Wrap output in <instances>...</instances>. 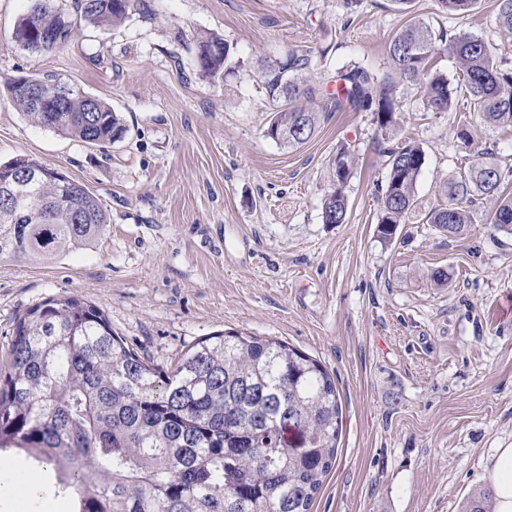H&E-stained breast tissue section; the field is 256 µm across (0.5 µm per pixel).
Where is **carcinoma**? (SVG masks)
<instances>
[{
    "mask_svg": "<svg viewBox=\"0 0 512 512\" xmlns=\"http://www.w3.org/2000/svg\"><path fill=\"white\" fill-rule=\"evenodd\" d=\"M494 28L512 42V0H496ZM476 0H437L446 13L464 14ZM140 0H80V18L97 27L124 22ZM76 21L54 0H33L12 33L24 51L64 48ZM444 48L458 79L432 71ZM202 75L224 71L230 47L218 35L201 37ZM390 73L380 78L362 65L336 73V88L315 75L313 57L289 49L256 68L273 106L265 137L292 150L316 133L327 108L370 112L386 134L397 126L395 82L415 86L431 112L460 109L488 128L512 129V61L500 46L469 33L451 37L412 17L388 46ZM6 88L26 119L81 142L106 146L127 127L103 100L74 86L55 105H37L15 86ZM387 157L379 198V238L391 241L415 211L424 150L413 143L380 147ZM334 186L326 195V224L346 220L345 189L352 160H333ZM499 154L446 183L448 205L425 214L448 237L466 233L471 206L492 205L491 223L512 236V193ZM0 196V255L49 260L98 237L107 215L82 184L46 178L27 190L24 207ZM342 408L336 385L317 361L287 344L258 336L205 337L170 371L142 361L124 346L103 311L68 295L43 300L17 321L11 370L0 383V456H22L50 468L73 512H309L336 462ZM490 489L466 512H492Z\"/></svg>",
    "mask_w": 512,
    "mask_h": 512,
    "instance_id": "obj_1",
    "label": "carcinoma"
}]
</instances>
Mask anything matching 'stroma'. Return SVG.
Wrapping results in <instances>:
<instances>
[{
    "instance_id": "obj_1",
    "label": "stroma",
    "mask_w": 512,
    "mask_h": 512,
    "mask_svg": "<svg viewBox=\"0 0 512 512\" xmlns=\"http://www.w3.org/2000/svg\"><path fill=\"white\" fill-rule=\"evenodd\" d=\"M103 30L81 24L64 50L32 55L12 31L32 0H0V163L30 158L96 195L108 222L84 249L52 260H0V376L17 320L68 294L103 310L143 361L170 367L199 339L243 332L287 343L331 374L343 412L336 463L310 512H462L487 484L496 449L512 447V237L477 205L451 238L419 216L447 204L448 178L499 153L512 131L466 112L427 111L414 86L391 145L420 144L417 214L383 242L377 222L385 159L368 112L329 113L289 151L265 138L271 105L255 61L310 53L322 79L359 63L381 71L406 21L392 0H145ZM496 0L465 17L435 0L411 10L434 30L496 36ZM223 36L229 73L208 78L196 40ZM49 75L109 104L128 128L100 148L28 123L6 90L19 73ZM471 126L473 139L458 136ZM348 147L347 220L322 221L331 160ZM445 280L434 281L435 271ZM20 457L0 459V512H70L59 494L32 508Z\"/></svg>"
}]
</instances>
